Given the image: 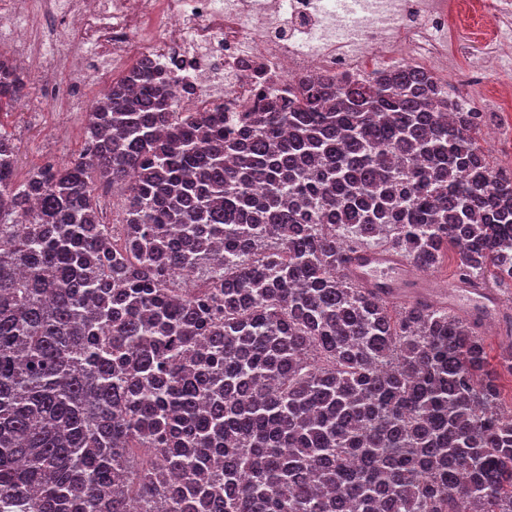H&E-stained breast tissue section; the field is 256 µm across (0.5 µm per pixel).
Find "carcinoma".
Returning <instances> with one entry per match:
<instances>
[{"instance_id": "cac0c4a2", "label": "carcinoma", "mask_w": 512, "mask_h": 512, "mask_svg": "<svg viewBox=\"0 0 512 512\" xmlns=\"http://www.w3.org/2000/svg\"><path fill=\"white\" fill-rule=\"evenodd\" d=\"M256 83L229 129L143 66L19 183L3 118L29 90L0 51V512H512V343L493 364L447 304L346 270L452 249L457 280L512 294L484 113L412 66Z\"/></svg>"}]
</instances>
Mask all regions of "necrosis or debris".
Returning a JSON list of instances; mask_svg holds the SVG:
<instances>
[{
	"instance_id": "1",
	"label": "necrosis or debris",
	"mask_w": 512,
	"mask_h": 512,
	"mask_svg": "<svg viewBox=\"0 0 512 512\" xmlns=\"http://www.w3.org/2000/svg\"><path fill=\"white\" fill-rule=\"evenodd\" d=\"M488 18L476 44L458 38ZM512 0H0V44L28 59L54 112L76 116L140 60L166 71L179 108L254 100L248 66L279 88L308 76L362 79L391 65L431 70L491 102L512 99Z\"/></svg>"
}]
</instances>
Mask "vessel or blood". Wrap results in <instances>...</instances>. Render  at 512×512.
Listing matches in <instances>:
<instances>
[{"mask_svg":"<svg viewBox=\"0 0 512 512\" xmlns=\"http://www.w3.org/2000/svg\"><path fill=\"white\" fill-rule=\"evenodd\" d=\"M351 269L353 276L366 285L384 286L410 298L428 295L434 286L431 278L411 270L397 258L377 251L356 258ZM445 295L449 307L472 318L486 319L496 311L495 301L488 291L480 288H462L453 283Z\"/></svg>","mask_w":512,"mask_h":512,"instance_id":"obj_1","label":"vessel or blood"}]
</instances>
